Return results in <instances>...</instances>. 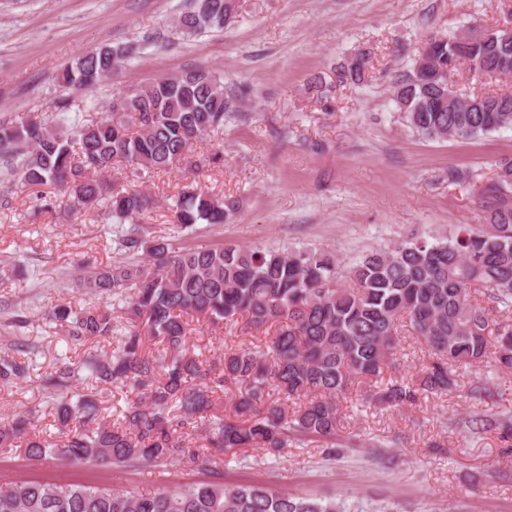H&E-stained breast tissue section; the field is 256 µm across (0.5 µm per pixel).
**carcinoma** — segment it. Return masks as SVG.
Segmentation results:
<instances>
[{
  "label": "carcinoma",
  "mask_w": 512,
  "mask_h": 512,
  "mask_svg": "<svg viewBox=\"0 0 512 512\" xmlns=\"http://www.w3.org/2000/svg\"><path fill=\"white\" fill-rule=\"evenodd\" d=\"M236 12L235 0H192L178 21L193 35L224 27ZM448 78L418 72L419 59L395 81L393 101L417 134L429 140L476 138L512 127V92L485 90L470 103L455 101L459 66L512 75V36L499 28L474 31L464 38L452 30L430 40ZM130 48L105 45L88 52L59 76V86L90 87L127 59ZM365 52L354 54L339 83L360 82ZM109 105L112 116L72 122L60 101L49 123L32 117L21 125L0 122L3 194L19 183L65 189L84 208L106 204L117 218L112 234L129 260L106 267L80 263L84 276L76 286L89 294L112 291L123 303L125 324L112 310L89 306L75 314L66 307L49 313L74 342L111 338L107 357L87 355L80 366L64 363L43 378L57 391L78 373L95 389L121 385L138 400L123 419L105 423L97 402L82 395L63 399L57 408L60 440L27 436L32 412L0 425V448L24 443L31 459L52 456L93 465L136 467L176 459L197 464L205 453L186 445L179 430L203 425L204 444L219 455L230 449L263 448L273 454L290 445L320 442L329 454L350 443L338 433L336 399L357 381L367 402L390 406L414 404L424 392L447 394L459 387V370L486 363L512 370V157L498 161V174L477 194L488 213L487 224H461L430 242L407 239L387 249L371 250L348 268L320 249L176 248L163 236L145 238L124 222L152 205L135 182L151 172L172 168L193 143L224 127L233 102L214 72L196 70L163 78L128 92ZM121 161L129 183L107 185L100 176ZM238 209L194 187L173 201L174 223L194 231L198 224H223ZM150 257L145 265L138 259ZM348 278L349 285L341 283ZM479 286L507 316L472 296ZM204 316L217 323L244 317L255 327L277 325L260 350L225 349L220 367L187 355L189 320ZM408 320L426 348L428 360L417 376L378 385L396 361L398 324ZM160 340L158 354L144 350L145 337ZM30 359L0 356V381L24 380ZM239 387L231 420L213 412V397L227 384ZM276 391L284 401H306L288 411L267 402ZM471 431H500L512 437V425L489 415L465 421ZM0 512H344L334 498L272 493L257 486L193 482L154 494L132 495L109 488L33 481L0 488Z\"/></svg>",
  "instance_id": "cac0c4a2"
}]
</instances>
